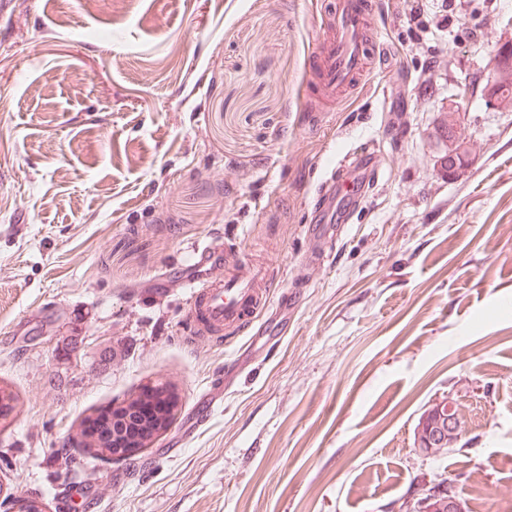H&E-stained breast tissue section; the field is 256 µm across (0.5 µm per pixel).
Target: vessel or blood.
<instances>
[{"label": "vessel or blood", "mask_w": 512, "mask_h": 512, "mask_svg": "<svg viewBox=\"0 0 512 512\" xmlns=\"http://www.w3.org/2000/svg\"><path fill=\"white\" fill-rule=\"evenodd\" d=\"M373 0H335L325 15L323 35L305 59L314 97L327 102L354 91L363 73L377 63L383 44L372 22ZM368 153L355 155L352 165L331 169L319 185L320 194L345 200L362 196L364 186L352 177L364 168ZM194 266L208 269L203 282H189V317L193 334L220 336L232 330L244 333L258 321L273 283L270 262L243 261L224 274H213L219 254L208 245L191 250Z\"/></svg>", "instance_id": "1"}]
</instances>
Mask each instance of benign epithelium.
<instances>
[{"label": "benign epithelium", "instance_id": "obj_1", "mask_svg": "<svg viewBox=\"0 0 512 512\" xmlns=\"http://www.w3.org/2000/svg\"><path fill=\"white\" fill-rule=\"evenodd\" d=\"M443 138L451 148L450 157L467 159L464 130L452 117L448 118ZM451 403L452 398L445 397L437 403V411L447 418L448 433L455 435L461 424L458 417L448 410ZM141 408L147 410V414L134 426L121 428L117 442L112 444V462H122L153 447L171 429L180 409V399L172 387L148 382L141 385L133 396L112 402V418L126 417Z\"/></svg>", "mask_w": 512, "mask_h": 512}]
</instances>
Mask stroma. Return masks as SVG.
Segmentation results:
<instances>
[{
    "mask_svg": "<svg viewBox=\"0 0 512 512\" xmlns=\"http://www.w3.org/2000/svg\"><path fill=\"white\" fill-rule=\"evenodd\" d=\"M390 56L329 111L323 0H0V484L49 512H391L421 478L512 512V112L481 94L512 0H375ZM459 106L471 163L448 175ZM379 177L322 241L318 185ZM274 263L277 342L190 341L193 246ZM181 411L134 465L59 451L146 382ZM466 435L413 429L438 399ZM485 500L474 499L473 486ZM430 412L431 410L424 413L415 426L413 432L414 444H418L420 451L425 457H446L448 455V451L451 449L448 448V435L444 436L443 428L441 429L438 426L439 420L437 415H430ZM426 415H428L427 427L432 426L429 434H427V429L423 423ZM436 433H438V437H436Z\"/></svg>",
    "mask_w": 512,
    "mask_h": 512,
    "instance_id": "35a3bbf8",
    "label": "stroma"
}]
</instances>
